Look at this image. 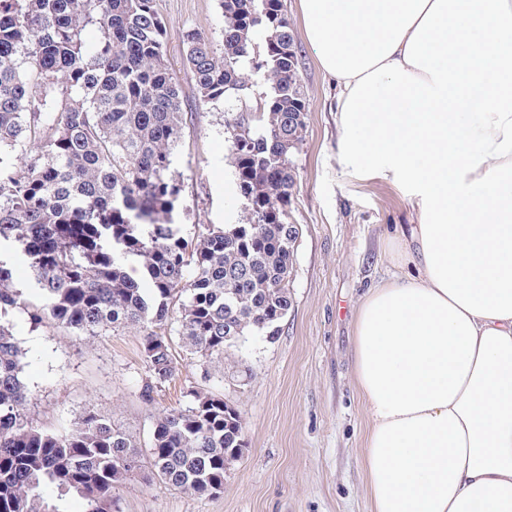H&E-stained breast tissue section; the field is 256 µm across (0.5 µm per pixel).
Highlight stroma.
<instances>
[{
  "instance_id": "obj_1",
  "label": "stroma",
  "mask_w": 512,
  "mask_h": 512,
  "mask_svg": "<svg viewBox=\"0 0 512 512\" xmlns=\"http://www.w3.org/2000/svg\"><path fill=\"white\" fill-rule=\"evenodd\" d=\"M300 51L309 107L303 138L289 158L297 183L288 221L299 228L290 277L292 307L274 337L249 336L231 355L202 360L173 338V381L146 402L142 334L129 327L75 335L51 321L33 324L40 304L27 264L15 262L25 307L13 315L24 352L29 415L42 428H73L87 410L104 415L139 448L156 417L185 405L190 391L219 395L243 422L245 446L229 464L224 489L197 497L142 479L120 488L122 512H372L363 457L367 414L353 374L354 324L368 292L392 268L404 225L413 223L408 192L355 175L341 161L342 133L329 78L304 32L299 0H283ZM167 58L182 90L183 137L174 170L186 238L209 224H235L245 210L232 179L225 115L256 109L266 87L251 76L246 96L202 101L183 59L195 30L222 40L220 0H159Z\"/></svg>"
}]
</instances>
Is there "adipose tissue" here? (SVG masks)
<instances>
[{"label": "adipose tissue", "instance_id": "obj_1", "mask_svg": "<svg viewBox=\"0 0 512 512\" xmlns=\"http://www.w3.org/2000/svg\"><path fill=\"white\" fill-rule=\"evenodd\" d=\"M343 160L416 213L354 330L372 512H512V0H299Z\"/></svg>", "mask_w": 512, "mask_h": 512}]
</instances>
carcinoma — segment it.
<instances>
[{
    "instance_id": "carcinoma-1",
    "label": "carcinoma",
    "mask_w": 512,
    "mask_h": 512,
    "mask_svg": "<svg viewBox=\"0 0 512 512\" xmlns=\"http://www.w3.org/2000/svg\"><path fill=\"white\" fill-rule=\"evenodd\" d=\"M158 0H0V244L27 262L42 304L31 312L78 336L143 332L142 397L171 382L173 313L190 353L224 356L252 334L273 337L292 306L299 230L288 223L296 183L289 152L308 102L282 0H221L223 51L199 32L185 63L206 102L248 89L240 61L265 32L261 112L225 120L233 183L248 194L237 224L187 240L171 173L182 137L181 89L167 59ZM98 29L94 43L84 39ZM13 265L0 259V512H121L115 490L143 468V451L99 413L71 430L34 424L23 353L11 316L22 302ZM242 422L212 393L160 414L151 475L197 496L224 489L240 456ZM51 486L57 499L44 496Z\"/></svg>"
}]
</instances>
